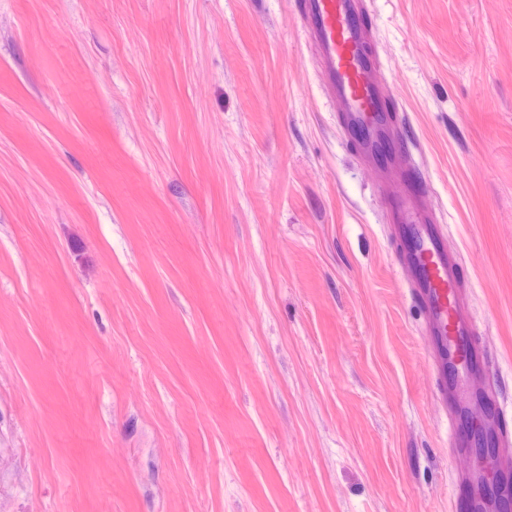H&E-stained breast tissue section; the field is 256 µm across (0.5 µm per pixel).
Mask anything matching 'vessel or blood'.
Masks as SVG:
<instances>
[{
    "mask_svg": "<svg viewBox=\"0 0 512 512\" xmlns=\"http://www.w3.org/2000/svg\"><path fill=\"white\" fill-rule=\"evenodd\" d=\"M302 21L321 82L338 105L345 134L358 143L366 160L389 177L391 232L405 245L409 287L430 338L436 398L451 415H460L471 376L484 368V353L474 341L476 321L459 283L457 262L428 212L407 149L396 133L398 117L388 103L397 86L377 77L361 0H304ZM482 482L496 490L493 507L512 512V481L502 479L500 468L488 467Z\"/></svg>",
    "mask_w": 512,
    "mask_h": 512,
    "instance_id": "b4317fda",
    "label": "vessel or blood"
}]
</instances>
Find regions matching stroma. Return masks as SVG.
<instances>
[{"label":"stroma","instance_id":"obj_1","mask_svg":"<svg viewBox=\"0 0 512 512\" xmlns=\"http://www.w3.org/2000/svg\"><path fill=\"white\" fill-rule=\"evenodd\" d=\"M512 432V0H363ZM299 0H0V512H448L386 176Z\"/></svg>","mask_w":512,"mask_h":512}]
</instances>
